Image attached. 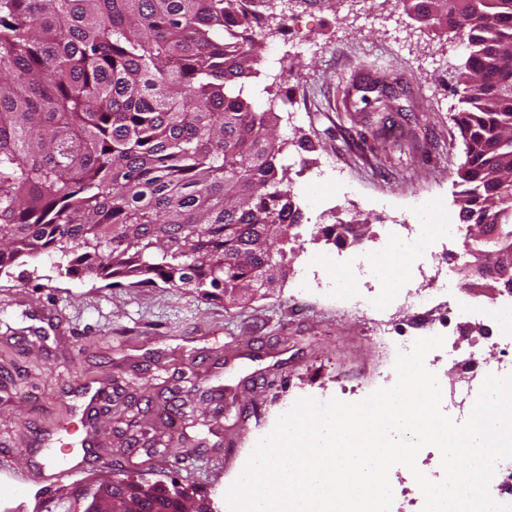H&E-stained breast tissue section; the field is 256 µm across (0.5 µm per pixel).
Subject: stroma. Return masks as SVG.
<instances>
[{
    "instance_id": "stroma-1",
    "label": "stroma",
    "mask_w": 512,
    "mask_h": 512,
    "mask_svg": "<svg viewBox=\"0 0 512 512\" xmlns=\"http://www.w3.org/2000/svg\"><path fill=\"white\" fill-rule=\"evenodd\" d=\"M266 34L253 89L269 84L272 56L293 68L279 95L297 112L283 131L285 165L316 158L340 170L360 203L322 207L300 228L290 275L248 305L206 302L164 286H105L61 277L52 259L29 261L20 276H0V512H68V494L108 466L126 476L175 485L229 512L225 495L257 442L303 397L353 403L392 386L396 345L443 334L430 352L442 409L464 422L460 387L474 369L469 356L496 363L492 336L457 332L447 306H393L386 338L375 313L339 293L300 291L295 271L311 253L316 224L368 220L360 247L374 250L387 234L373 207L399 211L415 199L456 209L463 154L449 119L458 107L453 76L464 47L409 17L396 0H278L258 21ZM307 47L291 54L295 36ZM126 403L123 418L99 410L92 435L79 428L84 386ZM185 405L195 422L181 455L179 426H162L167 403ZM90 439L97 461L43 483L32 475L42 449Z\"/></svg>"
}]
</instances>
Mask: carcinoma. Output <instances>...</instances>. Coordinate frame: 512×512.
<instances>
[{"instance_id": "carcinoma-1", "label": "carcinoma", "mask_w": 512, "mask_h": 512, "mask_svg": "<svg viewBox=\"0 0 512 512\" xmlns=\"http://www.w3.org/2000/svg\"><path fill=\"white\" fill-rule=\"evenodd\" d=\"M247 0H0V275L47 256L71 279L160 283L245 304L288 273L303 212L273 100L245 80ZM468 55L452 114L469 251L512 252V0H398ZM325 241L358 237L321 224ZM467 285H495L469 270Z\"/></svg>"}]
</instances>
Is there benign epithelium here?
Returning a JSON list of instances; mask_svg holds the SVG:
<instances>
[{
  "mask_svg": "<svg viewBox=\"0 0 512 512\" xmlns=\"http://www.w3.org/2000/svg\"><path fill=\"white\" fill-rule=\"evenodd\" d=\"M82 512H145V505L153 504L152 512H169L161 507L168 500L181 503V512H196L195 500L187 491L170 489L165 484L142 479L140 481L116 473H109L80 496Z\"/></svg>",
  "mask_w": 512,
  "mask_h": 512,
  "instance_id": "obj_1",
  "label": "benign epithelium"
}]
</instances>
